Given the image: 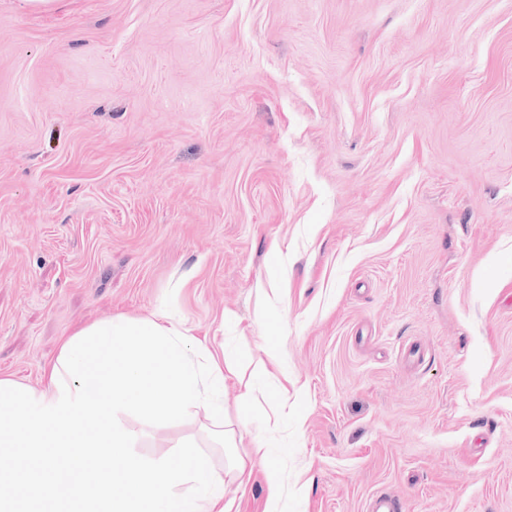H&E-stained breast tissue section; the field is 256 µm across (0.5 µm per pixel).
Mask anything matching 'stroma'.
Masks as SVG:
<instances>
[{
  "label": "stroma",
  "instance_id": "stroma-1",
  "mask_svg": "<svg viewBox=\"0 0 512 512\" xmlns=\"http://www.w3.org/2000/svg\"><path fill=\"white\" fill-rule=\"evenodd\" d=\"M160 314L230 512H512V0H0V377ZM266 479L269 487L270 510L268 512H285L281 507L283 498V481L278 468L267 466Z\"/></svg>",
  "mask_w": 512,
  "mask_h": 512
}]
</instances>
